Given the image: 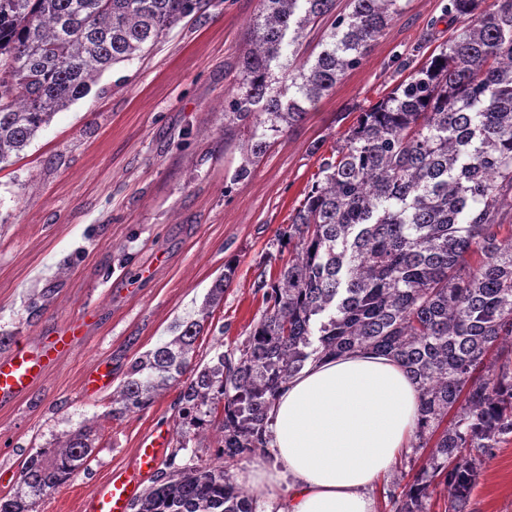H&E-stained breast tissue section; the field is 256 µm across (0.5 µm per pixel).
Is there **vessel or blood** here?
Instances as JSON below:
<instances>
[{"label": "vessel or blood", "instance_id": "obj_1", "mask_svg": "<svg viewBox=\"0 0 512 512\" xmlns=\"http://www.w3.org/2000/svg\"><path fill=\"white\" fill-rule=\"evenodd\" d=\"M85 323L73 322L56 335L23 342L0 356V406L23 399L46 376L50 366L69 353L85 336ZM112 371L97 363L87 373L84 393L91 396L109 388ZM170 444L168 431L148 435L131 461L114 469L108 480L84 498L81 512H129L131 503L140 497L146 481L159 468Z\"/></svg>", "mask_w": 512, "mask_h": 512}]
</instances>
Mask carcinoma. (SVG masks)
<instances>
[{
	"instance_id": "1",
	"label": "carcinoma",
	"mask_w": 512,
	"mask_h": 512,
	"mask_svg": "<svg viewBox=\"0 0 512 512\" xmlns=\"http://www.w3.org/2000/svg\"><path fill=\"white\" fill-rule=\"evenodd\" d=\"M407 0H258L236 90L224 106L251 132L233 179L360 66ZM209 0H0V165L107 68L148 52ZM455 24L431 55L362 110L321 159L291 224V253L254 284L265 310L234 348L193 362L210 308L136 357L105 417L120 421L171 386L179 438L132 512H255L224 464L264 447L269 410L310 360L371 351L395 359L419 397L422 468L389 494L394 512H467L480 470L512 441V0H447ZM321 31L309 50L310 35ZM217 428L213 460L176 463ZM98 428L82 421L28 452L0 512H39L90 467Z\"/></svg>"
}]
</instances>
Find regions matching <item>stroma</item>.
Listing matches in <instances>:
<instances>
[{"label":"stroma","instance_id":"stroma-1","mask_svg":"<svg viewBox=\"0 0 512 512\" xmlns=\"http://www.w3.org/2000/svg\"><path fill=\"white\" fill-rule=\"evenodd\" d=\"M447 0L406 10L308 112L279 134L249 178L234 180L249 136L224 128L257 0H211L144 57L105 71L90 92L55 115L19 158L0 167V336L33 341L88 318L87 340L59 359L17 404L0 406V495L27 450L63 421L100 423L96 458L45 499L40 512H81V500L126 465L152 430L174 429L178 387L120 421L105 419L111 393L85 398L98 361L120 387L139 354L167 340L197 311L227 263L236 273L195 343L194 359L232 348L259 320V273L321 157L360 109L448 39ZM469 512H512V442L496 450L471 493Z\"/></svg>","mask_w":512,"mask_h":512}]
</instances>
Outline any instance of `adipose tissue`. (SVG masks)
Here are the masks:
<instances>
[{
  "instance_id": "adipose-tissue-1",
  "label": "adipose tissue",
  "mask_w": 512,
  "mask_h": 512,
  "mask_svg": "<svg viewBox=\"0 0 512 512\" xmlns=\"http://www.w3.org/2000/svg\"><path fill=\"white\" fill-rule=\"evenodd\" d=\"M418 405L390 357L307 363L271 408L267 459L245 473L256 512H376L371 490L409 448Z\"/></svg>"
}]
</instances>
